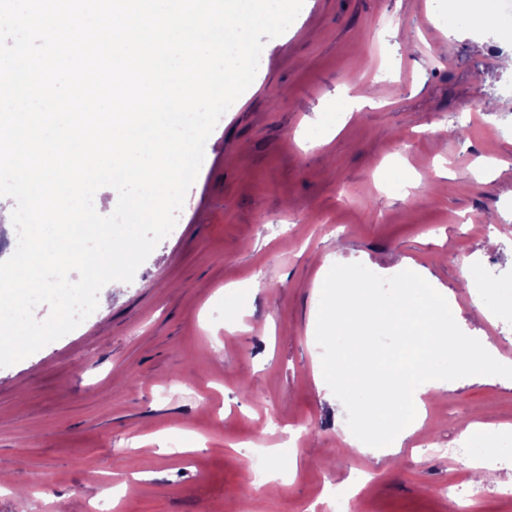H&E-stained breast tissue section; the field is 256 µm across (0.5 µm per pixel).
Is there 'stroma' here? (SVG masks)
Instances as JSON below:
<instances>
[{
	"label": "stroma",
	"mask_w": 512,
	"mask_h": 512,
	"mask_svg": "<svg viewBox=\"0 0 512 512\" xmlns=\"http://www.w3.org/2000/svg\"><path fill=\"white\" fill-rule=\"evenodd\" d=\"M445 13L441 0H304L265 43L133 281L102 288L75 330L0 368V512H87L120 486L119 512H327L350 479L367 488L366 512H447L449 487L470 480L466 457L447 454L460 424L511 421L512 379L428 395L402 448L365 452L317 388L309 333L327 256L415 264L447 288L459 327L512 359V322L475 318L464 280L471 263L512 280V35L452 30ZM480 90L492 110L474 107ZM345 111L327 145L304 140ZM254 283L233 314L225 288ZM280 447L287 480L253 486Z\"/></svg>",
	"instance_id": "stroma-1"
}]
</instances>
